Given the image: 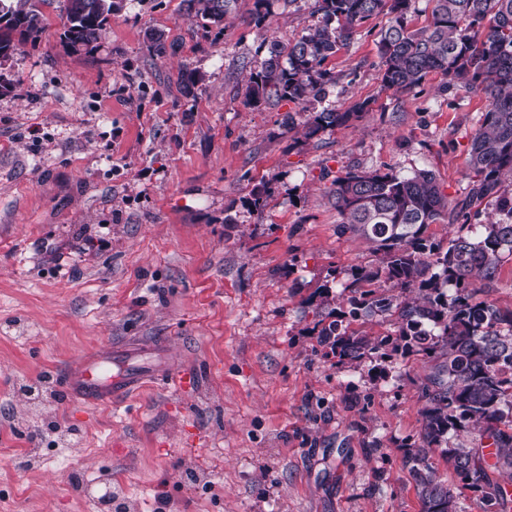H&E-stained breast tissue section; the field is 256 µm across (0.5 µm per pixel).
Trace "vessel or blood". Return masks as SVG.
I'll return each instance as SVG.
<instances>
[{"instance_id":"obj_1","label":"vessel or blood","mask_w":512,"mask_h":512,"mask_svg":"<svg viewBox=\"0 0 512 512\" xmlns=\"http://www.w3.org/2000/svg\"><path fill=\"white\" fill-rule=\"evenodd\" d=\"M153 368L136 346L96 352L70 370L66 389L88 403H109L138 390L151 379Z\"/></svg>"}]
</instances>
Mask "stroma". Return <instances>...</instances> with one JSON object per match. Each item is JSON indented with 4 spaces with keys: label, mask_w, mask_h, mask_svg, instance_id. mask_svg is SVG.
<instances>
[{
    "label": "stroma",
    "mask_w": 512,
    "mask_h": 512,
    "mask_svg": "<svg viewBox=\"0 0 512 512\" xmlns=\"http://www.w3.org/2000/svg\"><path fill=\"white\" fill-rule=\"evenodd\" d=\"M314 7L267 0L258 24L238 0L217 29L184 0H124L75 51L51 5L0 60V512H90L85 483L131 512H422L404 457L428 360L317 343L378 260L340 232L330 189L349 167L428 170L463 198L487 98L438 71L384 88L379 15L326 61L316 104L367 112L305 139L300 104L255 108L245 88ZM153 32L177 54L156 57ZM127 343L163 352L158 377L109 404L64 389L84 353ZM42 432L52 446L25 460Z\"/></svg>",
    "instance_id": "1"
}]
</instances>
